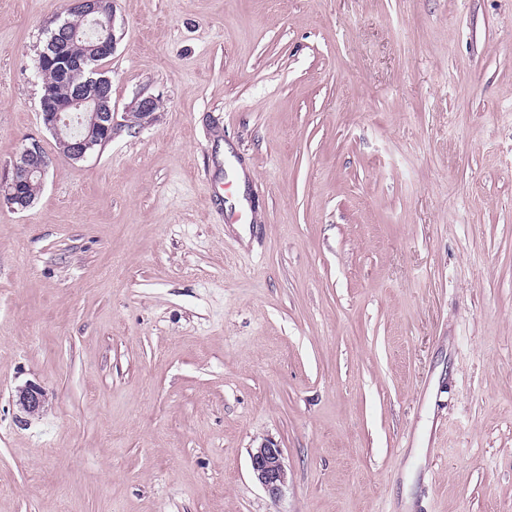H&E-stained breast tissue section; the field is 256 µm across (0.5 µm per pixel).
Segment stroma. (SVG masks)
<instances>
[{"mask_svg": "<svg viewBox=\"0 0 512 512\" xmlns=\"http://www.w3.org/2000/svg\"><path fill=\"white\" fill-rule=\"evenodd\" d=\"M114 5L72 162L0 0V512H512V0ZM53 162L54 159L43 151L37 141L34 140L24 146L13 161L10 175L7 176L5 184H1V192H3L6 202L11 206L16 203L17 209L21 210L28 207V201L33 203L41 189L37 182L42 186ZM45 400V391L40 385L29 383L17 392L16 405L22 411L33 414L38 412ZM250 463L255 480L270 497L277 498L288 479L282 448L271 440H264L251 450Z\"/></svg>", "mask_w": 512, "mask_h": 512, "instance_id": "obj_1", "label": "stroma"}]
</instances>
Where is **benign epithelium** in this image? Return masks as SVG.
I'll list each match as a JSON object with an SVG mask.
<instances>
[{
    "label": "benign epithelium",
    "mask_w": 512,
    "mask_h": 512,
    "mask_svg": "<svg viewBox=\"0 0 512 512\" xmlns=\"http://www.w3.org/2000/svg\"><path fill=\"white\" fill-rule=\"evenodd\" d=\"M102 0H74L72 8L80 11L85 20L99 28H107L114 24V17L108 16L104 21L99 15L104 13L101 8ZM77 30L67 27L61 28L55 36L53 54L47 56L51 66L57 69L70 81L73 92L67 103L42 105L41 116L44 126L49 129L57 139L69 126V119L64 113L78 109V121L96 129L97 137L91 139H75L63 142L61 156L71 161H80L93 154L96 149L112 139L114 126V112L107 91L108 78L94 77L98 72L96 68H89L88 59L106 58L115 51L117 39L100 37L88 46V58L73 62L65 55L64 47L70 45ZM54 159L48 156L37 141L24 146L13 161L10 175L5 184L1 185L3 197L10 205L16 204L19 209L28 207V199L24 192L25 186L32 181L43 182ZM45 400L44 389L36 384L29 383L17 392L16 405L22 411L33 414L40 410ZM251 471L255 480L272 498L278 497L287 483L288 473L284 463L283 450L271 440L262 441L259 446L250 452Z\"/></svg>",
    "instance_id": "7a95c632"
}]
</instances>
